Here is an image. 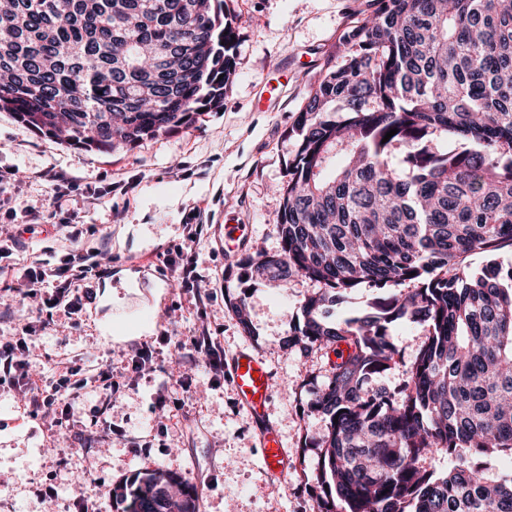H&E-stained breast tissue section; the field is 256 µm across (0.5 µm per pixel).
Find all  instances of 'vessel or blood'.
Returning <instances> with one entry per match:
<instances>
[{"label":"vessel or blood","mask_w":512,"mask_h":512,"mask_svg":"<svg viewBox=\"0 0 512 512\" xmlns=\"http://www.w3.org/2000/svg\"><path fill=\"white\" fill-rule=\"evenodd\" d=\"M230 373L238 400L256 426L270 474L279 478L286 476L290 467L288 451L268 418L272 378L267 365L255 354L242 349L232 357Z\"/></svg>","instance_id":"vessel-or-blood-1"}]
</instances>
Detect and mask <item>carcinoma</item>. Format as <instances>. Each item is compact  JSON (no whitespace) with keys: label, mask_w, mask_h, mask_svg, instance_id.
I'll return each mask as SVG.
<instances>
[{"label":"carcinoma","mask_w":512,"mask_h":512,"mask_svg":"<svg viewBox=\"0 0 512 512\" xmlns=\"http://www.w3.org/2000/svg\"><path fill=\"white\" fill-rule=\"evenodd\" d=\"M308 92L254 281L315 285L286 346L336 353L306 410L325 423L318 512H512V0H375ZM226 0H8L0 112L80 151L134 147L224 102L235 74ZM397 130L387 142L386 133ZM474 253L486 264L474 268ZM362 316L329 319L355 288ZM233 309L256 335L244 299ZM399 322L427 339L397 392L370 386L400 359ZM447 454L444 472L423 460ZM121 512H199L163 471L112 488ZM473 463H478L483 473L489 479H497L512 474V466L506 456L474 458Z\"/></svg>","instance_id":"1"}]
</instances>
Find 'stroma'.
<instances>
[{
    "mask_svg": "<svg viewBox=\"0 0 512 512\" xmlns=\"http://www.w3.org/2000/svg\"><path fill=\"white\" fill-rule=\"evenodd\" d=\"M236 29L235 75L221 108L202 113L190 126L161 134L132 148L84 152L34 132L0 112V174L14 197L13 211H0V230L23 224L27 206H48L55 182L42 172L63 171L80 188L70 207L82 224L95 225L93 246L112 257L109 278L89 283L78 323L55 315V323L33 339L32 370L53 376L59 359L83 373L112 365L126 377L108 413L95 391L74 407L80 428L111 422L113 432L83 448L70 433L52 430L49 420L31 418L10 383H0V512H67L74 480L90 470L98 490V512H116L112 488L133 474L163 469L189 478L200 492V512H317L306 483L316 466L308 438L320 437L321 419L304 416L307 401L322 384L334 353L322 348L283 350L288 322L312 283L292 278L268 284L246 279L244 269L224 254V227L249 228L245 253L273 252L279 237L272 218L281 199L274 193L285 175L292 148L284 135L321 73L336 66L341 34L369 15L373 0H227ZM202 225L198 267L217 283L210 300L198 301L182 288L165 258L184 244V226ZM64 255L66 242L53 224L35 225L22 236L14 263L26 265L44 250ZM248 306L255 337L245 336L231 308ZM156 307L151 333L129 338L103 334L114 311ZM208 328L225 356L252 350L270 368L273 385L269 419L288 450L292 468L271 477L258 436L237 401L229 373L193 364L185 346ZM401 359L378 379L399 389L425 341V329L401 323L393 330ZM150 347L153 367L132 373L131 359ZM193 378L185 397L177 380ZM165 395L164 412L154 409ZM53 490L42 502L38 490Z\"/></svg>",
    "mask_w": 512,
    "mask_h": 512,
    "instance_id": "1",
    "label": "stroma"
}]
</instances>
